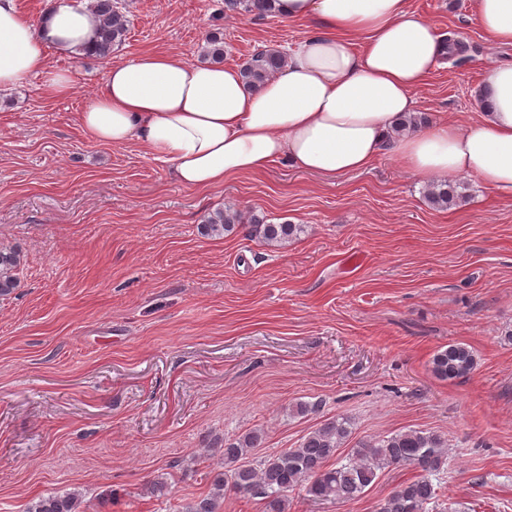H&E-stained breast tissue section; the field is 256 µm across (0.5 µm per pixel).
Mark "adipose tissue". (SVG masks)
I'll return each mask as SVG.
<instances>
[{
  "instance_id": "1",
  "label": "adipose tissue",
  "mask_w": 512,
  "mask_h": 512,
  "mask_svg": "<svg viewBox=\"0 0 512 512\" xmlns=\"http://www.w3.org/2000/svg\"><path fill=\"white\" fill-rule=\"evenodd\" d=\"M90 0H48L39 21L0 0V88L40 77L58 98L70 71L48 62L92 48L99 19ZM282 17L317 27L287 52L285 67L247 88L238 68L195 64L162 51L108 67L80 116L92 140L145 145L191 189H214L280 162L330 176L368 168L391 152L425 181L473 177L512 201V64H489L480 116L459 126L417 124L414 92L448 48L409 0H277ZM495 42L512 44V0H472Z\"/></svg>"
}]
</instances>
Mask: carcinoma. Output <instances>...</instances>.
Wrapping results in <instances>:
<instances>
[{"label": "carcinoma", "mask_w": 512, "mask_h": 512, "mask_svg": "<svg viewBox=\"0 0 512 512\" xmlns=\"http://www.w3.org/2000/svg\"><path fill=\"white\" fill-rule=\"evenodd\" d=\"M275 0H224V10L238 15L275 14ZM92 8L100 26L92 50H77L82 57H107L127 39L130 21L118 0H94ZM202 56L219 63L224 60V41L213 32L205 39ZM286 64V54L272 48H258L242 63L240 74L249 88H258ZM459 184L443 182L429 187L424 198L435 209H449L463 199ZM238 224L252 225V233L264 244L283 247L303 232L300 224H271L228 206L209 214L201 230L206 236L222 235ZM20 256L12 248L0 247V296L18 286L16 271ZM433 374L444 380L469 375L476 366V355L462 344L438 350L431 360ZM350 422L344 418L328 420L305 436L294 448L249 460L251 450L262 441L259 431H251L224 441V447L210 452L224 457V472L212 483L210 494L189 512H218L227 490L267 500L268 512H288L287 492L302 491L316 503H350L362 498L391 466H410L417 470L411 479L397 485L380 503L378 512H430L437 501V488L431 475L448 463V440L423 429H407L374 441L353 446L345 462L338 451L348 444ZM75 492L42 496L28 512H80Z\"/></svg>", "instance_id": "1"}]
</instances>
